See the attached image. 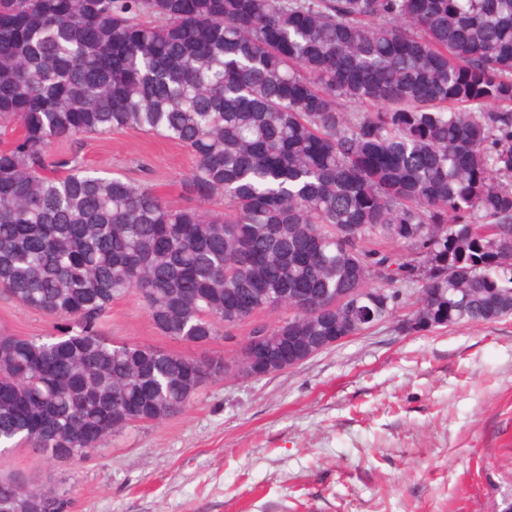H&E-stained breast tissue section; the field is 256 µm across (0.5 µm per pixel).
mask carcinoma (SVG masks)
I'll return each mask as SVG.
<instances>
[{"label": "carcinoma", "mask_w": 512, "mask_h": 512, "mask_svg": "<svg viewBox=\"0 0 512 512\" xmlns=\"http://www.w3.org/2000/svg\"><path fill=\"white\" fill-rule=\"evenodd\" d=\"M488 2L0 0V127L18 128L0 149V291L60 320L0 332V446L80 462L224 376L221 358L106 336L128 294L197 346L284 307L254 332L316 354L410 286L402 332L512 316V0ZM125 130L187 148L190 191L224 212L52 153ZM69 507L0 473V512Z\"/></svg>", "instance_id": "carcinoma-1"}]
</instances>
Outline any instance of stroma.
Masks as SVG:
<instances>
[{"mask_svg": "<svg viewBox=\"0 0 512 512\" xmlns=\"http://www.w3.org/2000/svg\"><path fill=\"white\" fill-rule=\"evenodd\" d=\"M91 166L194 205L187 149L135 130L57 144ZM278 313L202 346L170 340L132 295L105 319L118 340L232 360ZM0 326L54 332L0 294ZM0 469L67 491L70 512H500L512 497V316L406 335L394 321L288 370L228 373L183 412L138 423L76 465L11 449Z\"/></svg>", "mask_w": 512, "mask_h": 512, "instance_id": "1", "label": "stroma"}]
</instances>
